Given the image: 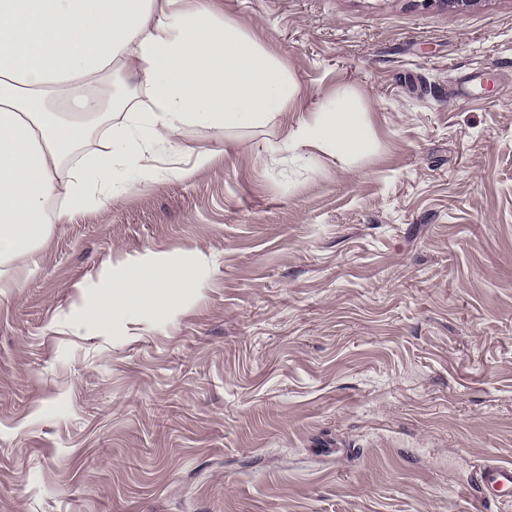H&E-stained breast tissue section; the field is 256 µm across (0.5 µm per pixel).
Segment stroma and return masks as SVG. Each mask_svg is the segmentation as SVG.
Returning a JSON list of instances; mask_svg holds the SVG:
<instances>
[{
  "instance_id": "1",
  "label": "stroma",
  "mask_w": 512,
  "mask_h": 512,
  "mask_svg": "<svg viewBox=\"0 0 512 512\" xmlns=\"http://www.w3.org/2000/svg\"><path fill=\"white\" fill-rule=\"evenodd\" d=\"M294 75L280 123L179 135L187 180L54 225L0 290V512H480L512 463V0H221ZM353 164L262 158L336 91ZM198 287L72 335L106 264ZM481 482L486 496L501 502H512V463L489 460L481 474Z\"/></svg>"
}]
</instances>
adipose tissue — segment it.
<instances>
[{"label":"adipose tissue","instance_id":"ef3b65f1","mask_svg":"<svg viewBox=\"0 0 512 512\" xmlns=\"http://www.w3.org/2000/svg\"><path fill=\"white\" fill-rule=\"evenodd\" d=\"M135 81L140 100L108 104L107 74ZM58 96L48 107L46 93ZM299 86L258 32L227 19L219 0H0V278L17 272L53 225L119 202L127 173L159 178L155 160L179 150L187 127L216 136L274 123L295 111ZM109 151L91 163V136ZM362 101L349 89L269 144L303 165L310 150L348 163L375 147ZM139 274L106 266L91 302L68 319L73 335L102 328L113 311L165 310L193 282L162 254Z\"/></svg>","mask_w":512,"mask_h":512}]
</instances>
